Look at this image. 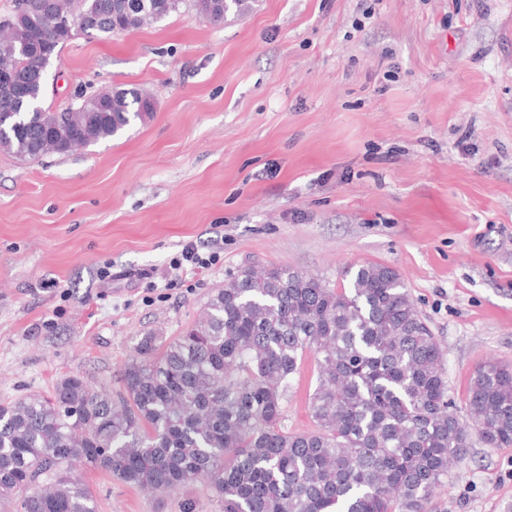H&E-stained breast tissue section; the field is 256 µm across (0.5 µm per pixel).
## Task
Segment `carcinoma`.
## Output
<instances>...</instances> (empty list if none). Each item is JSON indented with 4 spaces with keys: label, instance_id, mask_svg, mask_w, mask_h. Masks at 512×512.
I'll return each instance as SVG.
<instances>
[{
    "label": "carcinoma",
    "instance_id": "obj_1",
    "mask_svg": "<svg viewBox=\"0 0 512 512\" xmlns=\"http://www.w3.org/2000/svg\"><path fill=\"white\" fill-rule=\"evenodd\" d=\"M212 23L252 0H15L0 39V150L22 159L66 154L142 120L149 98L109 89L60 112L39 109L46 53L59 56L97 14L110 36L156 23L185 3ZM31 108H20L19 92ZM317 363L313 428L282 425L306 354ZM124 393L75 374L48 396L0 403V499L22 512H96L74 460L129 486L173 490L207 480L222 512H431L436 489L478 439L512 447V366L471 375L461 423L444 353L391 267L365 262L347 283L287 267L245 265L180 336L140 339ZM49 479H43L45 474Z\"/></svg>",
    "mask_w": 512,
    "mask_h": 512
}]
</instances>
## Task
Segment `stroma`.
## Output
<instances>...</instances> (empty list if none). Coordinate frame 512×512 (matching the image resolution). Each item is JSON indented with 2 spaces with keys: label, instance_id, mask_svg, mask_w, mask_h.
<instances>
[{
  "label": "stroma",
  "instance_id": "stroma-1",
  "mask_svg": "<svg viewBox=\"0 0 512 512\" xmlns=\"http://www.w3.org/2000/svg\"><path fill=\"white\" fill-rule=\"evenodd\" d=\"M106 87L153 101L123 135L24 160L0 151V401L63 375L122 390L146 333L170 340L250 262L344 283L398 271L445 351L455 399L512 365V0H260L213 24L189 7L48 68L56 112ZM224 227L191 288L156 278ZM111 264V283L97 278ZM306 356L283 424L311 429ZM97 512H219L73 465ZM434 512H512V447L474 443Z\"/></svg>",
  "mask_w": 512,
  "mask_h": 512
}]
</instances>
